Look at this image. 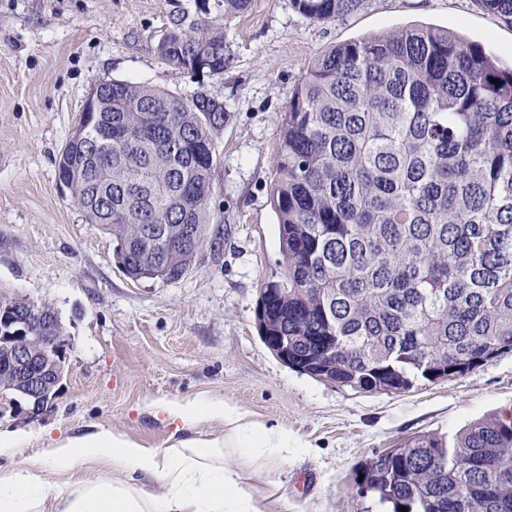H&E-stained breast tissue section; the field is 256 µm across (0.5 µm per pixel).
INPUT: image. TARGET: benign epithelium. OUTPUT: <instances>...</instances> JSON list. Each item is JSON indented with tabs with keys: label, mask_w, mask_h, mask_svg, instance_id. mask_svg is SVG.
Masks as SVG:
<instances>
[{
	"label": "benign epithelium",
	"mask_w": 512,
	"mask_h": 512,
	"mask_svg": "<svg viewBox=\"0 0 512 512\" xmlns=\"http://www.w3.org/2000/svg\"><path fill=\"white\" fill-rule=\"evenodd\" d=\"M256 321L265 346L283 364L317 378H324L322 358L297 364L288 353V337L273 336L265 302L256 308ZM57 316L26 298L24 307L0 311V364L5 366L8 387L20 392L34 410L52 400L64 375L66 339L57 333Z\"/></svg>",
	"instance_id": "7a95c632"
}]
</instances>
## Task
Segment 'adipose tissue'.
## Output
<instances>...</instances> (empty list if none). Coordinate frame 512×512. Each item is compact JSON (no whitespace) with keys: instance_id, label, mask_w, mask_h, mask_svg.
I'll use <instances>...</instances> for the list:
<instances>
[{"instance_id":"obj_1","label":"adipose tissue","mask_w":512,"mask_h":512,"mask_svg":"<svg viewBox=\"0 0 512 512\" xmlns=\"http://www.w3.org/2000/svg\"><path fill=\"white\" fill-rule=\"evenodd\" d=\"M163 409L187 426L222 421L224 433L162 450L107 430L71 438L47 465L0 468V512H271L266 498L245 489V472L300 455L296 438L219 399L169 401ZM86 464L96 465L95 476L61 484L45 476ZM149 481L158 492L146 489Z\"/></svg>"}]
</instances>
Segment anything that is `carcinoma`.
Returning a JSON list of instances; mask_svg holds the SVG:
<instances>
[{
	"mask_svg": "<svg viewBox=\"0 0 512 512\" xmlns=\"http://www.w3.org/2000/svg\"><path fill=\"white\" fill-rule=\"evenodd\" d=\"M362 2L291 0L323 23ZM478 3L512 24V0ZM249 5L215 0V22L177 16L159 57L224 74V24ZM201 99L113 80L98 114L112 139L68 141L56 161L132 279L193 267L198 252L172 245L182 226L206 240L229 115ZM273 171L284 281L268 284L280 289L271 311L297 355L323 348L332 383L401 393L512 352V66L441 27L339 44L308 63L281 114ZM367 469L363 492L392 512H512V410L451 439L414 435Z\"/></svg>",
	"mask_w": 512,
	"mask_h": 512,
	"instance_id": "1",
	"label": "carcinoma"
}]
</instances>
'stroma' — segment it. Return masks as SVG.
Segmentation results:
<instances>
[{
	"label": "stroma",
	"mask_w": 512,
	"mask_h": 512,
	"mask_svg": "<svg viewBox=\"0 0 512 512\" xmlns=\"http://www.w3.org/2000/svg\"><path fill=\"white\" fill-rule=\"evenodd\" d=\"M214 0H0V291L48 304L68 341L63 380L48 408L0 397V431L20 451L0 468L48 455L67 438L108 430L162 449L223 434V423L171 422L168 400L219 398L288 430L306 448L280 475L246 485L273 512H391L362 496L367 464L420 432L452 435L512 408V352L464 375L385 394L299 373L262 342V288L284 278L270 205L280 115L308 62L354 39L409 24L445 27L512 65V24L476 0H363L345 19L313 23L290 0H251L227 25L233 61L197 78L156 46L171 19L212 12ZM144 83L224 104L209 238L182 279L134 280L112 238L88 223L55 160L91 87Z\"/></svg>",
	"instance_id": "stroma-1"
}]
</instances>
